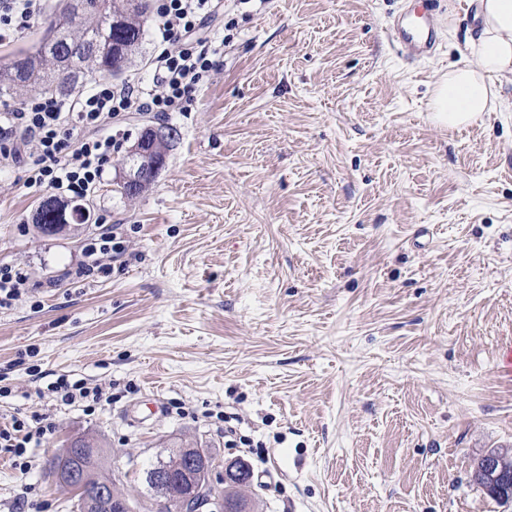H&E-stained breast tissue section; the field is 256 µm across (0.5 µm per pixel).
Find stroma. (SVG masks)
Instances as JSON below:
<instances>
[{
  "mask_svg": "<svg viewBox=\"0 0 512 512\" xmlns=\"http://www.w3.org/2000/svg\"><path fill=\"white\" fill-rule=\"evenodd\" d=\"M475 4L436 0L439 49L409 63L385 35L404 0H226L209 27L235 20L234 38L188 111L122 125L178 133L138 197L114 192L113 157L89 223L45 235L48 190L0 170V264L33 285L0 309V427H55L0 449V512H76L48 460L79 437L135 512L184 443L217 485L246 463L255 512H512L471 478L512 447V78L466 128L428 112L471 60ZM102 224L128 245L111 274L61 280ZM61 376L112 400L64 405ZM29 418L28 422L26 419L21 420L14 417L11 424L12 431L0 429L1 448H8L11 450L9 452H13L16 456H21L23 448H27V444L34 441L38 445L45 438V435L53 433L54 426L51 423L44 424L45 417L32 413ZM2 440L7 442L4 446L2 445Z\"/></svg>",
  "mask_w": 512,
  "mask_h": 512,
  "instance_id": "obj_1",
  "label": "stroma"
}]
</instances>
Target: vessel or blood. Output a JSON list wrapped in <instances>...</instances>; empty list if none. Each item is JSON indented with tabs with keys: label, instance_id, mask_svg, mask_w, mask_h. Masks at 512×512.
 Returning a JSON list of instances; mask_svg holds the SVG:
<instances>
[{
	"label": "vessel or blood",
	"instance_id": "1",
	"mask_svg": "<svg viewBox=\"0 0 512 512\" xmlns=\"http://www.w3.org/2000/svg\"><path fill=\"white\" fill-rule=\"evenodd\" d=\"M390 41L402 57L420 61L433 56L439 27L429 7L395 18L388 26Z\"/></svg>",
	"mask_w": 512,
	"mask_h": 512
}]
</instances>
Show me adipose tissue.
Instances as JSON below:
<instances>
[{
    "label": "adipose tissue",
    "instance_id": "1",
    "mask_svg": "<svg viewBox=\"0 0 512 512\" xmlns=\"http://www.w3.org/2000/svg\"><path fill=\"white\" fill-rule=\"evenodd\" d=\"M482 29L467 48L473 64L450 68L437 84L431 119L456 129L501 107L499 84L512 74V0H481Z\"/></svg>",
    "mask_w": 512,
    "mask_h": 512
}]
</instances>
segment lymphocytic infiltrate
<instances>
[{"instance_id":"1","label":"lymphocytic infiltrate","mask_w":512,"mask_h":512,"mask_svg":"<svg viewBox=\"0 0 512 512\" xmlns=\"http://www.w3.org/2000/svg\"><path fill=\"white\" fill-rule=\"evenodd\" d=\"M45 0H0V44L22 37L41 16ZM220 0H157L154 29L159 51L151 60V80H101L65 100L36 94L22 107H0V164L23 165L28 186L70 200L86 198L99 185L112 155L123 144L114 126L132 112H182L212 68L216 37L200 36L202 24L218 14ZM124 241L114 226L100 225L86 238L65 276L78 283L108 276L113 255ZM43 416L13 419L0 440L15 455L53 433Z\"/></svg>"}]
</instances>
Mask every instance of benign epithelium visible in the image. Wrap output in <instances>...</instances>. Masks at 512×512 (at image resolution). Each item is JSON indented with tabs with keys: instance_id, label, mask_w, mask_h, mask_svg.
I'll use <instances>...</instances> for the list:
<instances>
[{
	"instance_id": "obj_1",
	"label": "benign epithelium",
	"mask_w": 512,
	"mask_h": 512,
	"mask_svg": "<svg viewBox=\"0 0 512 512\" xmlns=\"http://www.w3.org/2000/svg\"><path fill=\"white\" fill-rule=\"evenodd\" d=\"M174 138V132L164 126L151 125L145 128L132 150L128 159L119 171V183L130 192H139L154 181L164 168L166 157L156 155L157 148ZM74 448L70 447L61 456L62 465L56 471L55 479L83 497L87 508L93 512H133L130 502L118 500L113 496L112 484L105 481L95 489L85 485L82 475L63 462L73 456ZM483 468L491 473V479L498 482L502 489L512 486L508 478V468L492 454L486 453L481 457ZM212 466L198 467L196 457L187 459V465L179 471L162 470L154 476V482L164 490L171 485L178 487L176 496L182 512H247L244 505L234 499H228L222 493L216 492L210 482Z\"/></svg>"
}]
</instances>
